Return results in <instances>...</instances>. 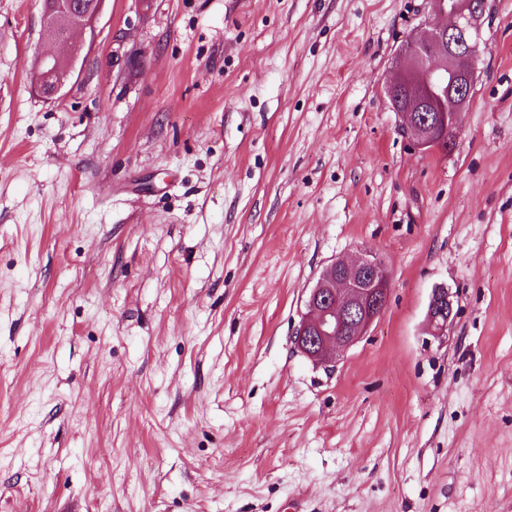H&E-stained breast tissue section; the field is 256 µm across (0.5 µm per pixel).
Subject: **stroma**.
<instances>
[{
	"label": "stroma",
	"instance_id": "1",
	"mask_svg": "<svg viewBox=\"0 0 512 512\" xmlns=\"http://www.w3.org/2000/svg\"><path fill=\"white\" fill-rule=\"evenodd\" d=\"M488 6L443 153L386 94L428 0H105L56 100L40 0H0V512H512V0ZM364 250L388 305L330 371L293 332ZM451 297L449 289L444 286L432 290L427 317L429 323L434 327L436 335L443 333L452 315Z\"/></svg>",
	"mask_w": 512,
	"mask_h": 512
}]
</instances>
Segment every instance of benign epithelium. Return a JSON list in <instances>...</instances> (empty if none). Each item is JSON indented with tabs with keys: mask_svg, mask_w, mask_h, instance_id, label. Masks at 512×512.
I'll return each instance as SVG.
<instances>
[{
	"mask_svg": "<svg viewBox=\"0 0 512 512\" xmlns=\"http://www.w3.org/2000/svg\"><path fill=\"white\" fill-rule=\"evenodd\" d=\"M105 0L87 11L67 0H54L43 10L45 46L39 56V88L62 96L79 45L75 35L95 34ZM432 8L450 24L424 22L398 52V63L386 91L402 119L401 130L420 150L443 148L440 131L458 126L466 111L478 69V56L465 40L479 33L487 0H431ZM389 280L385 265L372 251L329 266L309 289L305 312L294 331L297 351L313 363L334 367L365 336L386 309ZM452 315L451 293L432 290L427 317L440 335Z\"/></svg>",
	"mask_w": 512,
	"mask_h": 512,
	"instance_id": "obj_1",
	"label": "benign epithelium"
}]
</instances>
